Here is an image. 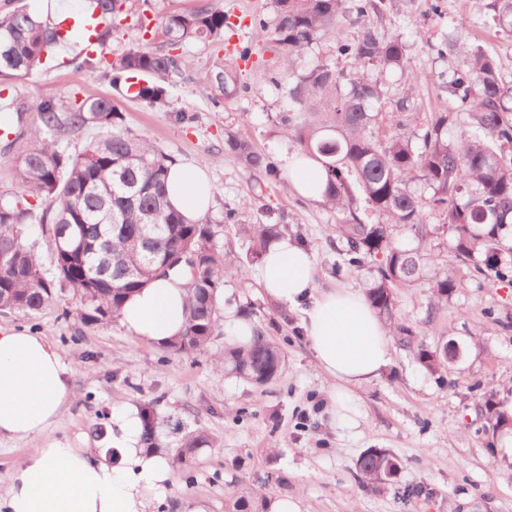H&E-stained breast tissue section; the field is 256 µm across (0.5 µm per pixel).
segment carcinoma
Returning a JSON list of instances; mask_svg holds the SVG:
<instances>
[{
    "instance_id": "carcinoma-1",
    "label": "carcinoma",
    "mask_w": 512,
    "mask_h": 512,
    "mask_svg": "<svg viewBox=\"0 0 512 512\" xmlns=\"http://www.w3.org/2000/svg\"><path fill=\"white\" fill-rule=\"evenodd\" d=\"M93 13L113 18L126 0H90ZM271 22L259 30L277 49L282 76L288 79V110L279 123L305 157L321 161L325 172L322 203L345 214L337 225L354 262L378 261L377 276L366 296L393 335L411 344L415 329L395 318L397 288L427 283L439 302L461 286L457 272L437 267L425 276L422 252L434 237L425 211L444 216L454 237L455 257L467 266L486 255V269L477 273L512 283V247L500 245V232L512 213V88L498 77L497 63L481 47L460 46L448 93L461 112L423 117L403 99L388 111L383 86L365 75L368 68L397 70L410 87L419 81L410 70L402 37L381 35L372 15L377 0H273ZM355 13L360 35L350 41L341 19ZM495 25L512 31V0H497ZM229 20L209 0L187 11L161 16L158 28L170 46L187 39L224 46ZM328 31L336 32L337 53L350 60L339 70L317 61L295 69L296 56ZM109 32L96 35L103 48L75 62V72L103 67L113 94L64 105L54 96L29 102L10 99L14 120L1 133L27 138L28 147L16 161L19 191L0 194V306L33 316L53 301L54 282L79 297L80 321L88 326L119 318L124 299L145 282L181 267L188 276L189 316L184 333L166 349L188 355L205 349L221 329L218 299L224 280L240 273L227 265L214 243L211 221L188 222L166 196L165 181L172 158L143 138L122 128L117 102L129 85L135 99L151 106L171 97L182 59L157 54L147 45H131L119 54L107 46ZM71 35L49 19L33 15L22 0L0 13V81L25 78L42 63L43 55ZM202 94L215 104L237 92L236 68L220 58L199 76ZM35 113L33 122L28 113ZM94 127L98 135L82 152L58 147L67 128ZM224 148L251 172H274L273 163L240 135H230ZM420 182L423 189L413 184ZM67 224L59 239L50 233L45 248L30 240L32 223ZM414 231L417 246L396 243L393 228ZM258 261L268 247L288 234V225L241 224ZM53 278H48L43 258ZM417 359L432 374L448 368V345L421 348ZM285 355L259 327L246 344L224 345L223 369L257 387L276 380ZM493 431L512 428V418L497 411L492 399L483 404ZM144 436L154 443L156 413L152 403L142 409ZM212 444L203 429L188 432L176 454L189 465L199 448ZM357 478L366 486L386 485L400 473L401 462L388 448H368L356 461ZM265 497L245 486L234 494L231 512H266Z\"/></svg>"
}]
</instances>
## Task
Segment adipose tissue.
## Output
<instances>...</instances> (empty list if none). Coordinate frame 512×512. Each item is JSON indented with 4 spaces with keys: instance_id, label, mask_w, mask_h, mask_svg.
Listing matches in <instances>:
<instances>
[{
    "instance_id": "adipose-tissue-1",
    "label": "adipose tissue",
    "mask_w": 512,
    "mask_h": 512,
    "mask_svg": "<svg viewBox=\"0 0 512 512\" xmlns=\"http://www.w3.org/2000/svg\"><path fill=\"white\" fill-rule=\"evenodd\" d=\"M288 185L305 198L320 197L321 165L298 154L285 158ZM171 203L191 221L208 210L210 182L202 170L172 164ZM314 254L293 242L273 243L260 269L259 286L273 301L302 308V326L322 370L342 384L369 381L389 361V331L363 293L351 288L317 291ZM185 280L150 281L125 300L120 322L126 336L166 345L182 333L187 315ZM73 396L67 369L46 338L0 327V439L42 434ZM111 439L119 460L110 462L84 445L51 442L17 463L0 512H147L152 493L172 481L177 466L147 451L137 409L113 416Z\"/></svg>"
}]
</instances>
